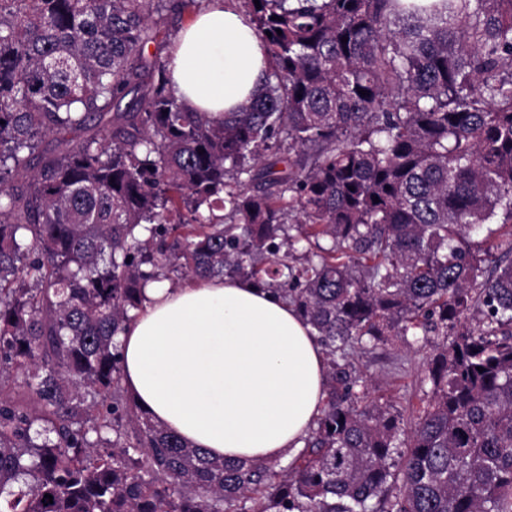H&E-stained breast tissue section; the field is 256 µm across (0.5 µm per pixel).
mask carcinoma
Wrapping results in <instances>:
<instances>
[{"label":"carcinoma","instance_id":"1","mask_svg":"<svg viewBox=\"0 0 512 512\" xmlns=\"http://www.w3.org/2000/svg\"><path fill=\"white\" fill-rule=\"evenodd\" d=\"M259 2L264 92L215 117L145 53L206 0H0V512H512V0ZM170 272L316 331L327 400L288 465L128 395L119 334ZM417 330L405 423L354 354Z\"/></svg>","mask_w":512,"mask_h":512}]
</instances>
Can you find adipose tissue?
I'll return each instance as SVG.
<instances>
[{
	"instance_id": "adipose-tissue-1",
	"label": "adipose tissue",
	"mask_w": 512,
	"mask_h": 512,
	"mask_svg": "<svg viewBox=\"0 0 512 512\" xmlns=\"http://www.w3.org/2000/svg\"><path fill=\"white\" fill-rule=\"evenodd\" d=\"M268 67L234 0H211L170 56L175 96L231 112L261 95ZM120 340L123 380L165 430L230 463H286L327 397L326 359L299 312L270 289L212 278L153 282Z\"/></svg>"
}]
</instances>
